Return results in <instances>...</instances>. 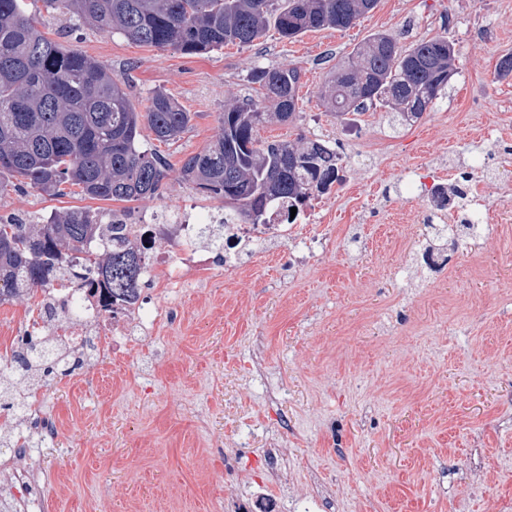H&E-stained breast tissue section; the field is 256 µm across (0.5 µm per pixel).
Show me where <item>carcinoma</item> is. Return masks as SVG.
Segmentation results:
<instances>
[{
	"label": "carcinoma",
	"mask_w": 512,
	"mask_h": 512,
	"mask_svg": "<svg viewBox=\"0 0 512 512\" xmlns=\"http://www.w3.org/2000/svg\"><path fill=\"white\" fill-rule=\"evenodd\" d=\"M360 0H43L46 10L99 32L119 31L136 42L186 55L227 43L249 46L274 26L285 39L323 28H348L365 14ZM27 15L24 0H0V197L36 189L65 195L64 186L98 200L134 201L158 193L165 177L162 155L140 145L148 128L164 143L180 138L190 113L161 90L139 110L125 82L99 62L45 36ZM454 46L445 36L408 48L384 33L354 48L330 72L325 108L338 117L367 103L396 105L400 124L418 118L448 83ZM300 71L254 69L256 97L224 110L221 132L187 156L181 177L203 196L224 203L226 224H269L301 209L341 180L336 150L320 140H262L259 129L275 116H296ZM112 213L68 209L45 222L0 216V301L65 282L75 273L101 276L112 295L139 297L145 255L116 228L112 248L83 261L84 252ZM85 364L46 339L0 365V378L35 372L47 379Z\"/></svg>",
	"instance_id": "obj_1"
}]
</instances>
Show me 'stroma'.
Listing matches in <instances>:
<instances>
[{"instance_id":"1","label":"stroma","mask_w":512,"mask_h":512,"mask_svg":"<svg viewBox=\"0 0 512 512\" xmlns=\"http://www.w3.org/2000/svg\"><path fill=\"white\" fill-rule=\"evenodd\" d=\"M48 37L103 63L144 108L161 89L192 115L171 144L143 131L169 165L154 197L131 202L0 197V214L45 219L76 208L165 217L184 201L218 214L180 177L219 133L225 107L253 92L257 67H295L294 121L273 141H330L344 180L313 198L299 231L240 253L234 274L143 287L131 354L93 355L42 386L57 427L37 443L42 512H250L267 493L313 512H493L512 500V0H379L348 29L199 56L121 33L71 28L26 0ZM400 46L447 36L455 73L406 125L381 104L336 118L320 93L371 35ZM460 188L457 246L444 267L422 255L437 217L429 181ZM498 224L464 229L477 203Z\"/></svg>"}]
</instances>
